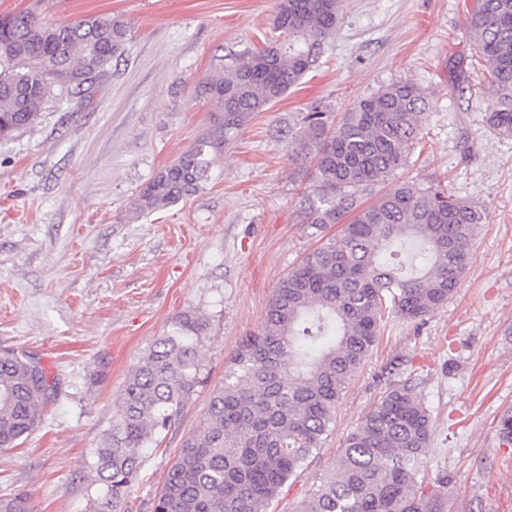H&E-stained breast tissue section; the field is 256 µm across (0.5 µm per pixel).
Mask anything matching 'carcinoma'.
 Instances as JSON below:
<instances>
[{"label": "carcinoma", "mask_w": 512, "mask_h": 512, "mask_svg": "<svg viewBox=\"0 0 512 512\" xmlns=\"http://www.w3.org/2000/svg\"><path fill=\"white\" fill-rule=\"evenodd\" d=\"M341 16L339 0H278L271 40L231 54L196 82V98L212 106L209 121L139 190L132 210L149 215L196 194L253 115L316 69ZM465 32L488 64L486 124L512 138V0H475ZM126 40L117 20L51 24L34 7L1 13L0 141L30 127L50 101L90 100ZM427 108L423 89L399 79L338 117L321 103L305 117L299 137L315 184L306 218L319 232L341 228L279 281L262 329L243 340L183 440L153 512H269L322 447L384 318L422 320L455 292L483 209L440 182L402 183L368 200L407 166ZM209 326L192 310L179 313L131 371L94 452L96 512H126L145 450L205 378L200 348ZM49 380L39 359L0 352V448L38 427L57 390ZM431 432L416 378L389 386L296 512H447L427 480ZM0 512H29L27 497L0 498Z\"/></svg>", "instance_id": "cac0c4a2"}]
</instances>
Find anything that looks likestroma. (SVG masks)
I'll return each instance as SVG.
<instances>
[{
  "mask_svg": "<svg viewBox=\"0 0 512 512\" xmlns=\"http://www.w3.org/2000/svg\"><path fill=\"white\" fill-rule=\"evenodd\" d=\"M276 0H42L46 20L118 19L129 39L90 104L44 107L0 144V351L40 357L59 394L18 446L0 448V498L31 512H94L91 462L124 382L179 313L208 318L207 376L147 449L129 512H152L184 437L244 336L258 332L274 288L317 247L305 218L312 162L293 141L311 104L335 113L395 80L430 102L422 138L395 182H447L486 220L473 262L425 320L386 318L322 447L269 512H295L345 436L385 389L416 376L435 417L429 456L452 512H512V139L491 132L487 66L462 20L474 0H346L318 67L257 113L187 201L147 216L139 188L195 139L209 103L197 80L222 56L271 37ZM463 62L456 83L449 61Z\"/></svg>",
  "mask_w": 512,
  "mask_h": 512,
  "instance_id": "1",
  "label": "stroma"
}]
</instances>
